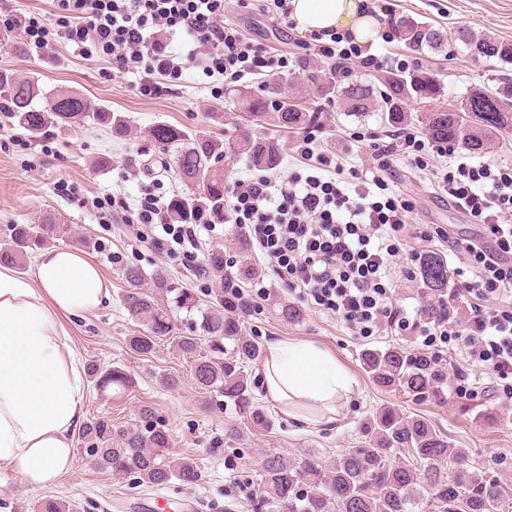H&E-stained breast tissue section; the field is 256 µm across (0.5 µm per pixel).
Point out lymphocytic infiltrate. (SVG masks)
<instances>
[{
  "label": "lymphocytic infiltrate",
  "mask_w": 512,
  "mask_h": 512,
  "mask_svg": "<svg viewBox=\"0 0 512 512\" xmlns=\"http://www.w3.org/2000/svg\"><path fill=\"white\" fill-rule=\"evenodd\" d=\"M0 25L27 45L50 46V35L76 46L89 58L140 76L138 91L158 95L165 78H179L185 62L206 76L236 82L248 75L282 71L287 57L244 41L224 21V0H54L51 15L23 14L0 0ZM182 36L186 53L169 51L165 36ZM316 56L332 60L338 78L354 71L402 68L403 63L346 43L344 35L313 34ZM371 154L361 168H343L338 154L319 156L307 172H291L275 183L267 174L231 182V221L275 279L308 308L336 317L359 339L407 337L432 360L459 355L462 370L486 377L494 396L512 405V163L469 161L453 145L425 142L419 131L401 127L366 134ZM447 159L437 182L477 224L461 244L464 261L455 267L456 299L466 307L463 322L408 312L396 299L390 270L402 263L415 280L421 253L406 249L404 232L415 209L412 199L390 192L395 162L426 169L428 157ZM206 212L194 222L172 224L163 195L146 194L130 232L156 249L197 258L202 233L212 232Z\"/></svg>",
  "instance_id": "f902f5d3"
}]
</instances>
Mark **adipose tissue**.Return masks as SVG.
I'll use <instances>...</instances> for the list:
<instances>
[{
  "mask_svg": "<svg viewBox=\"0 0 512 512\" xmlns=\"http://www.w3.org/2000/svg\"><path fill=\"white\" fill-rule=\"evenodd\" d=\"M289 6L291 25L302 34L332 30L366 45L380 31V8L368 0H290ZM109 299L99 267L74 248L39 252L26 276L0 265V463L29 485H52L72 469V438L83 420L84 371L60 320ZM261 373L268 399L304 424H336V404L354 385L335 357L311 341L273 342Z\"/></svg>",
  "mask_w": 512,
  "mask_h": 512,
  "instance_id": "ef3b65f1",
  "label": "adipose tissue"
}]
</instances>
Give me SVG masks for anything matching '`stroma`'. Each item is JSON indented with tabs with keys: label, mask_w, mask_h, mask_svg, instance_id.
<instances>
[{
	"label": "stroma",
	"mask_w": 512,
	"mask_h": 512,
	"mask_svg": "<svg viewBox=\"0 0 512 512\" xmlns=\"http://www.w3.org/2000/svg\"><path fill=\"white\" fill-rule=\"evenodd\" d=\"M380 4L385 14L409 15L449 34L464 28L512 40V0H380ZM224 8L225 18L237 25L245 40L263 44L272 53L287 55L290 72H297L298 61L312 59L313 52L302 45L301 34L292 26L275 24L274 0H250L246 8L238 7L236 0H226ZM371 51L422 64L438 75L443 96L431 103H409L408 109L413 113L452 107L470 90H491L497 83L512 79V70L495 60L473 57L458 41L449 42L440 52H411L387 26L379 32ZM0 69L38 78L48 91H76L95 104L130 118L133 132L124 140L89 123L71 132L53 131L34 141L0 114V233L8 225L29 224L53 213L73 232L66 240L67 246H74L79 236L94 242V249L88 250L87 255L100 267L111 301L79 318L62 320L61 325L82 363L94 361L104 368L123 367L131 374L134 385L123 393L88 389L84 415L90 418L105 414L127 422L134 419L141 403H151L170 430L171 453L196 459L202 471L200 482L191 488L174 483L162 489L130 491L125 478L95 468L79 454L72 470L62 475L56 485L40 488L27 485L12 466L0 463V512H29L33 503L47 496L93 504L97 512H169L173 507L180 512H253L250 491L258 486L264 450L271 448L296 459L313 454L325 461L333 460L341 451L357 446L360 424L383 404L394 406L409 417L427 418L454 447L466 449L471 462L497 473L502 482L512 485V415L493 423L476 418L478 410L497 405L485 379L470 375L471 397L460 400L452 396L445 402L417 403L401 393L378 388L359 360L366 341L351 336L335 318L306 307L295 322L286 323L276 316L273 304L287 298V288L264 273L262 258L231 234L228 225H217L203 250L208 253L220 249L225 259L233 263L245 261L262 269V276L246 287L247 293L258 296L244 318L246 333L256 335L265 346L279 340L312 341L332 353L355 380L353 393L342 410V422L333 428L304 425L288 418L279 405L271 402L267 405L275 419L271 434L240 440L232 447H214V440L223 437L227 428L240 425L235 411L207 406L205 395L190 383L175 391L159 386L157 378L162 373H189L188 364L169 341H161L153 356L147 358L130 351L127 339L139 334L140 327L121 306V296L127 288L122 278L125 265H138L148 276L164 271L176 286L193 289L201 297L214 286L212 278L199 276L191 260L135 244L125 233V224L135 219L134 208L144 192L158 189L169 197L180 189L161 167L155 166L160 151L145 131L163 122L186 128L197 136L220 140L236 137L239 120L230 102L231 92L238 87L256 89L263 82L262 76H249L235 84L189 69L170 82L167 92L144 96L136 89L138 75L113 71L107 61L86 58L62 41L45 51L29 48L22 53L15 51L13 41H6L0 44ZM384 127L382 113L358 115L344 111L338 103L325 104L323 126L311 135L310 154L296 151L297 135L281 138L284 160L278 173L285 177L291 171L304 169L323 152L341 153L345 166L360 165L370 152L361 133ZM101 158L107 159V167H95V160ZM149 162L154 165L150 172L145 169ZM431 165L428 172L399 165L390 187L412 197L416 204L413 228L405 236L407 246L424 254L445 256L449 266L455 267L462 262V254L449 253L446 242L418 238L417 226H447L457 238L474 236L477 227L437 194L435 177L445 173L447 159H432ZM116 192L125 194L131 205L126 215L112 213L110 198Z\"/></svg>",
	"instance_id": "stroma-1"
}]
</instances>
